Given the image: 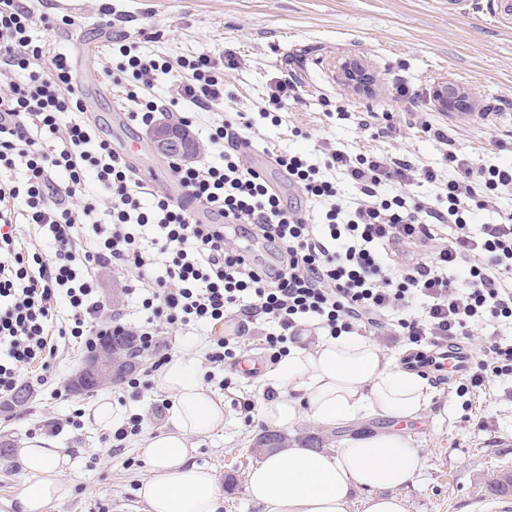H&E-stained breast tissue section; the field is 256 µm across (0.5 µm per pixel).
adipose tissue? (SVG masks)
<instances>
[{"label":"adipose tissue","instance_id":"obj_1","mask_svg":"<svg viewBox=\"0 0 512 512\" xmlns=\"http://www.w3.org/2000/svg\"><path fill=\"white\" fill-rule=\"evenodd\" d=\"M276 397L262 400L260 414L274 430L290 431L307 420L322 427H357L333 451L292 446L268 452L248 475L247 491L265 512H349L352 491L364 492L363 512H405L402 489L424 468L425 459L399 431L361 430L367 419H421L433 389L402 369L371 339L322 336L311 347H292L267 374ZM171 395L170 426L149 435L141 453L150 475L138 490L150 512H219L224 497L214 472L191 460L189 439L224 425V404L206 392L199 368L175 360L156 375ZM25 478L16 497L18 512H45L67 499L63 474L69 458L49 439L18 448Z\"/></svg>","mask_w":512,"mask_h":512}]
</instances>
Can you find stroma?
Listing matches in <instances>:
<instances>
[{
	"instance_id": "stroma-1",
	"label": "stroma",
	"mask_w": 512,
	"mask_h": 512,
	"mask_svg": "<svg viewBox=\"0 0 512 512\" xmlns=\"http://www.w3.org/2000/svg\"><path fill=\"white\" fill-rule=\"evenodd\" d=\"M52 13L69 15L74 25L51 30L34 26L31 35L50 49L74 53L90 48L75 72L90 117L103 138L128 154L136 169L167 172L146 127L128 118L127 84H116L111 50L113 31L135 33L140 54L174 61L206 54L228 63L224 90L236 110L254 122L260 147L310 155L320 162L322 143L351 153L392 155L418 165L441 166L443 145L424 133L423 123L447 131L472 162L512 164V153L499 150V138L512 135V26L498 23L487 0H462L449 12L448 0H110L117 20L102 26L95 0H47ZM357 58L376 75L373 95L351 91L341 74L345 60ZM296 79V104L278 122L261 110L276 91L280 72ZM407 83L414 100L398 96L395 82ZM452 83L476 102L472 116L439 110L433 91ZM340 101L343 112L326 111L324 99ZM496 107L490 120L479 117ZM391 113L395 130L381 133L382 113ZM142 145L133 154L134 145ZM210 328L165 330L155 351L142 352L134 372L143 386L103 385L82 395L70 378L86 363L87 350L65 344L49 382L35 388L22 407L0 402V443L11 448L49 436L66 448L72 483L68 499L47 512H148L138 488L150 468L140 447L144 435L165 430L171 397L154 384L152 364L160 356L194 360L206 391L224 402L223 428L191 438L193 461L210 468L224 491L220 512H264L246 490L249 470L262 461L257 439L266 434L261 417L246 421L243 399H262L258 375L243 373L238 359L213 367L205 353ZM429 411L404 424L414 447L426 459L404 490L406 512H480L497 499L491 485L512 474V379L492 380L485 390L458 398L457 383L433 380ZM108 400L124 414L144 418L143 432L123 446L106 441V429L87 416Z\"/></svg>"
}]
</instances>
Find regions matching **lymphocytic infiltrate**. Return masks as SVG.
Wrapping results in <instances>:
<instances>
[{"instance_id": "f902f5d3", "label": "lymphocytic infiltrate", "mask_w": 512, "mask_h": 512, "mask_svg": "<svg viewBox=\"0 0 512 512\" xmlns=\"http://www.w3.org/2000/svg\"><path fill=\"white\" fill-rule=\"evenodd\" d=\"M41 0H0V397L17 388L32 365L56 358L57 340L95 349L103 337L127 331L122 314L106 315L99 270L126 273L124 289L148 316L136 330L142 350L157 346L161 327L236 319L233 334L215 339L208 360L223 365L244 342L245 322L267 324L272 357L288 340L390 331L420 349L450 345L480 331L479 357L466 386L512 377V213L477 224L475 211L512 195V164L475 165L451 147L444 131L425 132L445 145L454 175L445 200L428 201L414 185L433 182L435 169L388 156L349 154L322 146L321 163L279 154L275 163L306 197L284 206L259 170L244 162L254 145L245 113L224 108V78L202 54L161 62L119 43V70L149 86L157 75L176 80L168 101L130 93L131 119L151 125L165 109H198L211 121L207 146L222 161L171 162L187 202L146 187L123 153L84 118L71 60L30 36L34 24L53 27ZM331 170L355 190L347 201ZM210 213L203 224L197 210ZM34 225L25 238L20 225ZM276 245L279 262L256 260L228 240L226 225ZM447 239H440V230ZM424 247L415 258L400 247Z\"/></svg>"}]
</instances>
